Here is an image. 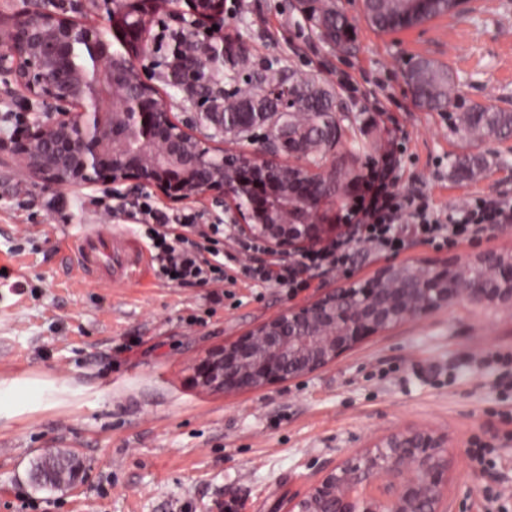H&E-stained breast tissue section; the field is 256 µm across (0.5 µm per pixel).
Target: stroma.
Returning <instances> with one entry per match:
<instances>
[{
	"label": "stroma",
	"instance_id": "1",
	"mask_svg": "<svg viewBox=\"0 0 512 512\" xmlns=\"http://www.w3.org/2000/svg\"><path fill=\"white\" fill-rule=\"evenodd\" d=\"M110 0H0V14L63 12L108 27ZM355 27L343 48L325 43L293 0H224L212 40L232 38L252 57L277 59L300 76L325 82L344 105L347 140L368 150L329 161L347 169L356 195L387 138L400 145L395 187L427 196L438 209L500 196L512 198V139L463 140L457 109L490 102L512 112V0H465L462 11L391 33L375 30L362 0H344ZM427 58L447 66L462 96L443 112L419 108L405 74ZM175 119L205 135L201 113L169 85L163 55L136 61ZM0 73V141L28 123L53 121L52 105L14 96ZM484 154L477 179L453 177L450 161ZM146 198L200 224H227L223 198L174 203L151 187L98 184L54 188L0 157V379L36 378L55 391L0 420V512H286L289 498L324 468L362 453L401 429H434L452 440L448 512H483L480 490L496 484L512 505V381L489 354L512 353V309H477L463 301L367 338L302 378L257 391L217 393L191 380L193 363L285 308L318 299L343 281H366L389 264L466 261L484 250L512 253V224L451 246L410 243L397 254L361 247L340 272L290 293L239 271L250 236L232 229L222 246L224 280L176 286L151 259L115 281L111 258L87 276L74 268L72 246L120 231L148 245L136 210L115 213L113 197ZM499 438L495 469L470 465L473 438ZM60 450L77 452L72 486L35 484L31 466Z\"/></svg>",
	"mask_w": 512,
	"mask_h": 512
}]
</instances>
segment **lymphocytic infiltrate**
I'll list each match as a JSON object with an SVG mask.
<instances>
[{
	"label": "lymphocytic infiltrate",
	"mask_w": 512,
	"mask_h": 512,
	"mask_svg": "<svg viewBox=\"0 0 512 512\" xmlns=\"http://www.w3.org/2000/svg\"><path fill=\"white\" fill-rule=\"evenodd\" d=\"M399 164L395 151H388L381 166L366 175L362 190L347 204L341 217L348 224L346 235L328 242L302 259L246 263V277L278 288L296 290L313 279L339 270L354 248L368 247L379 253H397L414 239H442L456 245L478 237L489 226L512 223V198L482 200L447 213L430 206L426 198L395 190L394 173ZM143 224L149 225L152 258L163 277L179 284H201L224 276V253L218 247L223 225L196 229L187 214H170L147 201L137 205ZM197 230L190 240L188 230Z\"/></svg>",
	"instance_id": "f902f5d3"
}]
</instances>
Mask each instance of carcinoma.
<instances>
[{
    "mask_svg": "<svg viewBox=\"0 0 512 512\" xmlns=\"http://www.w3.org/2000/svg\"><path fill=\"white\" fill-rule=\"evenodd\" d=\"M405 2L407 0H367L368 22L384 32L399 28L405 15ZM298 3L301 15L327 43L345 47L351 42L353 25L333 5L326 0H298ZM195 44V34H183L171 49L167 68L175 86L188 96V101L200 102L214 112L271 111V101L261 96L265 86L292 97L301 90L323 89V96L308 97L292 111L278 115V121L297 130L300 140L307 146V164L323 182H329L330 175L324 171L326 153L342 144L346 118L333 91L314 78L303 79L286 73V67L279 61H264L256 66L237 57L235 41L228 38L212 43L210 60L197 65L191 59ZM407 78L416 104L427 111L445 110L460 94L453 73L429 59L417 61ZM457 121L458 131L470 142L512 137V112L499 110L491 104H473L459 113ZM487 167L486 157L471 154L458 156L451 164L453 175L461 179H473ZM76 463L75 453L67 451L38 459L32 469L37 474L50 473L51 485L60 487L69 483Z\"/></svg>",
    "mask_w": 512,
    "mask_h": 512,
    "instance_id": "carcinoma-1",
    "label": "carcinoma"
}]
</instances>
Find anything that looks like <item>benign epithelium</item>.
Wrapping results in <instances>:
<instances>
[{
    "mask_svg": "<svg viewBox=\"0 0 512 512\" xmlns=\"http://www.w3.org/2000/svg\"><path fill=\"white\" fill-rule=\"evenodd\" d=\"M199 28L224 15V0H184ZM165 0H122L112 34L125 46ZM0 73L27 98L66 106L34 122L0 152L27 175L54 187L126 184L156 188L172 202L206 194L231 203L233 224L281 255L302 253L336 228L321 207L345 189L285 164L289 130L262 112H236L241 125L267 123L256 152L217 156L207 140L177 123L140 70L123 64L112 40L91 22L64 13L0 20ZM463 300L512 308V253L413 268L389 264L364 283H343L318 300L289 307L252 332L210 351L193 367L196 384L233 393L314 373L366 338ZM448 435L430 429L390 433L366 452L326 471L288 499V512H447Z\"/></svg>",
    "mask_w": 512,
    "mask_h": 512,
    "instance_id": "obj_1",
    "label": "benign epithelium"
}]
</instances>
